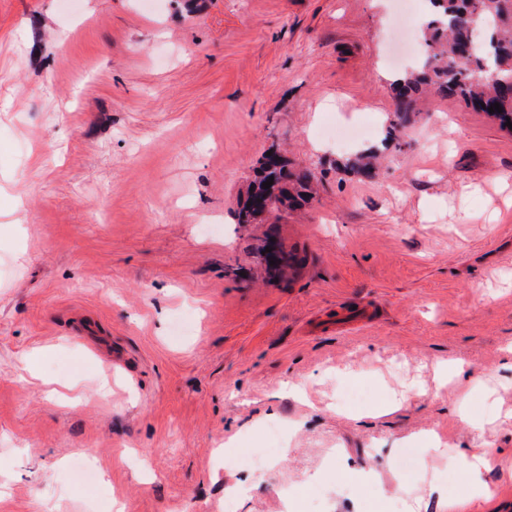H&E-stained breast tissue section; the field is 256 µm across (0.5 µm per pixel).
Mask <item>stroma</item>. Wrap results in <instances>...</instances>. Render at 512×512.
Returning <instances> with one entry per match:
<instances>
[{
    "instance_id": "obj_1",
    "label": "stroma",
    "mask_w": 512,
    "mask_h": 512,
    "mask_svg": "<svg viewBox=\"0 0 512 512\" xmlns=\"http://www.w3.org/2000/svg\"><path fill=\"white\" fill-rule=\"evenodd\" d=\"M425 5L0 0V512H512V132L430 93L383 145ZM272 150L319 194L238 223ZM496 449L490 447L479 448L466 459L464 478L466 484L470 483L474 476H479L489 471V466Z\"/></svg>"
}]
</instances>
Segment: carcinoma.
Instances as JSON below:
<instances>
[{
  "label": "carcinoma",
  "mask_w": 512,
  "mask_h": 512,
  "mask_svg": "<svg viewBox=\"0 0 512 512\" xmlns=\"http://www.w3.org/2000/svg\"><path fill=\"white\" fill-rule=\"evenodd\" d=\"M432 15L423 39L425 61L418 69L400 74L390 83L399 108L398 125L413 120L423 94H437L462 101L500 124L512 119V0H429ZM495 73L491 81L476 79L484 68ZM502 111H489L493 104ZM345 168L366 178L375 174V156L362 153ZM272 181L270 188L263 183ZM315 171L288 167L280 155L259 159L253 181L247 186L238 223L261 224L287 204L312 199Z\"/></svg>",
  "instance_id": "carcinoma-1"
}]
</instances>
